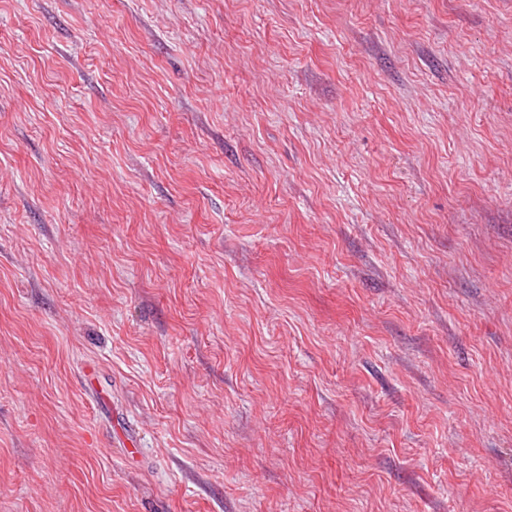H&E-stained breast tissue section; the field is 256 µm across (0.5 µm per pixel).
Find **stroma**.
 Listing matches in <instances>:
<instances>
[{
    "instance_id": "35a3bbf8",
    "label": "stroma",
    "mask_w": 512,
    "mask_h": 512,
    "mask_svg": "<svg viewBox=\"0 0 512 512\" xmlns=\"http://www.w3.org/2000/svg\"><path fill=\"white\" fill-rule=\"evenodd\" d=\"M0 512H512V0H0Z\"/></svg>"
}]
</instances>
